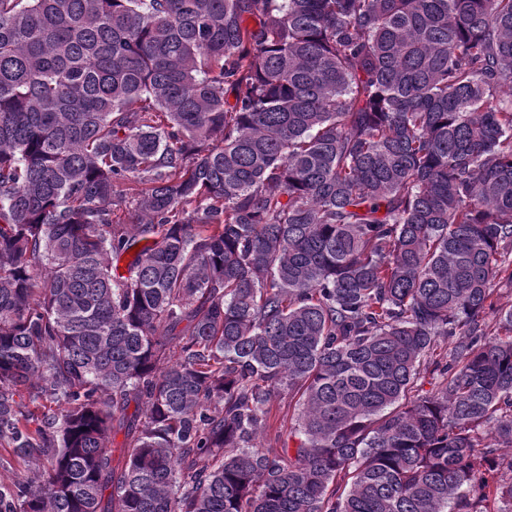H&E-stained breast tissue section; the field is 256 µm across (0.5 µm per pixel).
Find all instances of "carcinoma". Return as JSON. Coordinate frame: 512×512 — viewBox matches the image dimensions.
<instances>
[{
  "instance_id": "carcinoma-1",
  "label": "carcinoma",
  "mask_w": 512,
  "mask_h": 512,
  "mask_svg": "<svg viewBox=\"0 0 512 512\" xmlns=\"http://www.w3.org/2000/svg\"><path fill=\"white\" fill-rule=\"evenodd\" d=\"M500 283L512 0H0V512H512ZM296 399L288 392H280L270 404V421L266 433L260 437L262 444L271 443L277 448H297L298 436H294L297 428L298 407ZM292 432V434H290Z\"/></svg>"
}]
</instances>
